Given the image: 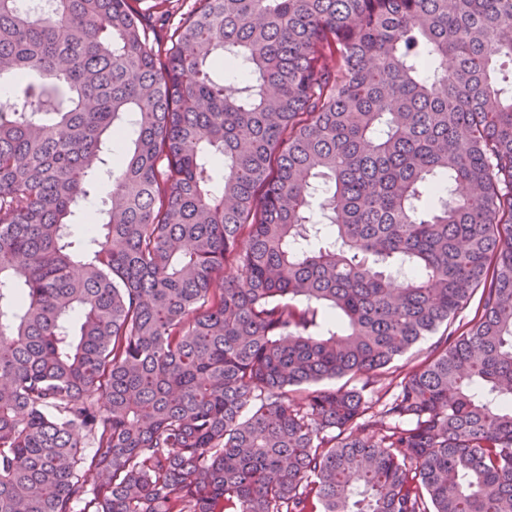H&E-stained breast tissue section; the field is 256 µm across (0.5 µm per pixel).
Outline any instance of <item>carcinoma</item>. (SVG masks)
I'll return each mask as SVG.
<instances>
[{
    "label": "carcinoma",
    "mask_w": 512,
    "mask_h": 512,
    "mask_svg": "<svg viewBox=\"0 0 512 512\" xmlns=\"http://www.w3.org/2000/svg\"><path fill=\"white\" fill-rule=\"evenodd\" d=\"M503 55L512 0H0V512H512ZM445 324L439 329L436 335L428 336L420 343H418L414 348H412L404 357L395 361L390 365V369L387 370L385 375L381 379L380 388L382 389L381 393L385 390H391L388 397L397 390V384L401 381L403 377V373L410 368L419 365L422 360L427 355V352L434 346V344L439 340L443 331L445 330Z\"/></svg>",
    "instance_id": "1"
}]
</instances>
